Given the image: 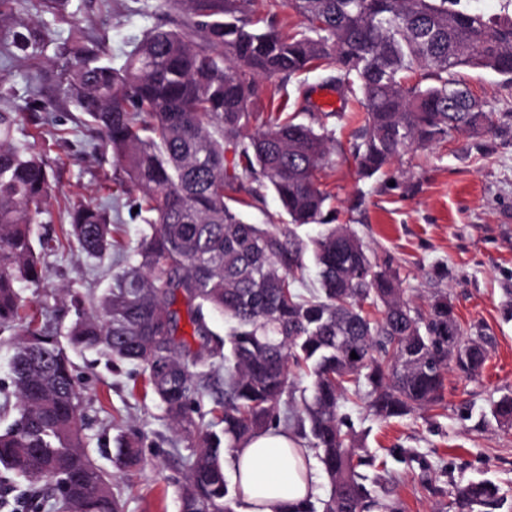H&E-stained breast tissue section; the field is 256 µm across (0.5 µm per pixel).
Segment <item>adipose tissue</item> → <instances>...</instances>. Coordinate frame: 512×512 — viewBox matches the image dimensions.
Instances as JSON below:
<instances>
[{
	"instance_id": "ef3b65f1",
	"label": "adipose tissue",
	"mask_w": 512,
	"mask_h": 512,
	"mask_svg": "<svg viewBox=\"0 0 512 512\" xmlns=\"http://www.w3.org/2000/svg\"><path fill=\"white\" fill-rule=\"evenodd\" d=\"M240 512H300L318 493L308 448L291 432L272 428L235 453Z\"/></svg>"
}]
</instances>
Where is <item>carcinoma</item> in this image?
Wrapping results in <instances>:
<instances>
[{
    "label": "carcinoma",
    "mask_w": 512,
    "mask_h": 512,
    "mask_svg": "<svg viewBox=\"0 0 512 512\" xmlns=\"http://www.w3.org/2000/svg\"><path fill=\"white\" fill-rule=\"evenodd\" d=\"M184 13L178 30H152L119 68L76 39L64 92L101 131L137 193L141 238L95 309L72 301L69 344L142 368L146 387L191 455L179 488L181 512H234L237 487L225 456L274 424L316 451L328 478L323 512H389L369 496L352 462L339 403L359 395L379 417H403L440 400L444 371L484 367L481 336L465 335L448 296L423 317L402 295L396 272L371 260L346 224L331 223V195L319 173L342 158L362 178L401 154L468 131L490 132L493 116L448 74L491 72L512 85V0L488 15L470 0H265L289 6L303 30L256 26L255 0H166ZM341 72L338 89L356 95L365 123L343 150L323 118L310 121L249 110L259 80L318 69ZM261 126L251 131L256 121ZM16 116L0 112V329L15 331L13 415L0 429V488L26 484L25 512H121L112 483L86 452V419L74 366L47 328H18L20 285L39 287L42 257L62 246L35 225L51 193L49 165L15 138ZM233 154L227 163V153ZM271 190L289 223L321 224L304 240L277 213L245 220ZM67 235L87 257L112 252V216L75 201ZM319 270L317 293L297 288L305 258ZM185 305L191 338L181 327ZM381 312L374 319L365 306ZM224 317V337L206 315ZM459 336L448 351V325ZM357 358H351V354ZM311 385L288 390L290 369ZM216 409L193 416L207 394ZM494 417L512 421V396ZM124 468L140 464L135 441L116 439ZM504 498L488 481L461 488L458 512H495Z\"/></svg>",
    "instance_id": "cac0c4a2"
}]
</instances>
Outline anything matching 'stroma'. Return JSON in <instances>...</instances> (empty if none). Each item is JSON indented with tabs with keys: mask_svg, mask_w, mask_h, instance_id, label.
Returning a JSON list of instances; mask_svg holds the SVG:
<instances>
[{
	"mask_svg": "<svg viewBox=\"0 0 512 512\" xmlns=\"http://www.w3.org/2000/svg\"><path fill=\"white\" fill-rule=\"evenodd\" d=\"M176 21L163 0H65L58 12L48 11L43 0H19L0 26V78L17 92L0 98V109H19L16 138L50 164L44 228H65L63 200L78 198L110 206L126 251L137 246L141 221L129 208L134 191L90 117L65 97L61 81L69 59L61 50L77 25L100 43L103 62L118 67L147 32L172 29ZM15 30L29 34L26 52L6 51ZM452 77L493 114V132L458 133L408 151L369 179L359 177L353 164L341 163L322 172L320 181L333 196L337 223L350 225L371 254L390 265L412 306L427 313L437 294H447L465 334L486 336L488 359L476 377L448 368L442 400L407 416L380 419L354 396L340 413L365 489L394 512H457L460 488L476 479L494 482L506 498V512H512V422L492 414L502 396L512 395V86L467 67L454 69ZM334 86L331 72L321 70L288 80L265 78L251 109L313 106ZM33 90L52 100L54 109L22 110ZM44 263L48 278L40 288H24V310L63 339L74 318L72 295L88 301L108 288L110 263L87 258L74 245ZM69 355L89 419L87 453L110 475L122 512H180L189 450L175 444L136 366L111 365L74 349ZM121 432L141 446L137 469L113 460L114 438Z\"/></svg>",
	"mask_w": 512,
	"mask_h": 512,
	"instance_id": "35a3bbf8",
	"label": "stroma"
}]
</instances>
